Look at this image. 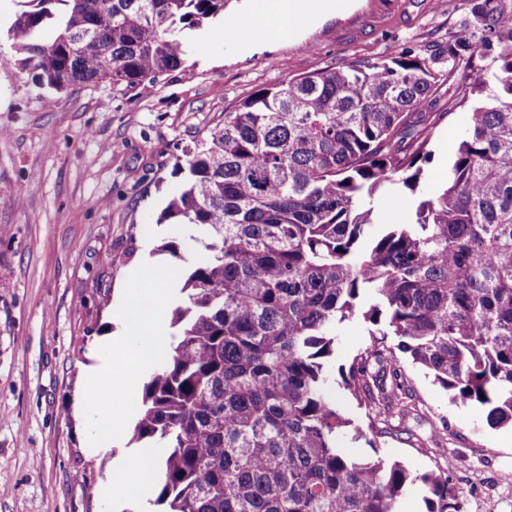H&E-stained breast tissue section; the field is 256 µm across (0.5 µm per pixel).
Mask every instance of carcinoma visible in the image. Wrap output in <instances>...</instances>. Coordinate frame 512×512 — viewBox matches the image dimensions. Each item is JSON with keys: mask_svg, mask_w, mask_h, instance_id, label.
<instances>
[{"mask_svg": "<svg viewBox=\"0 0 512 512\" xmlns=\"http://www.w3.org/2000/svg\"><path fill=\"white\" fill-rule=\"evenodd\" d=\"M229 0H27L9 29L17 63L62 90L130 87L187 71L192 34ZM448 43L292 77L224 113L186 160L160 220L193 224L202 260L183 270L168 341L135 394L130 443L148 462L152 512H465L448 471L338 445L351 426L326 390L336 327L369 340L343 388L373 438L409 414L400 355L452 400L512 426V0H469ZM54 34L42 37L46 25ZM471 122L444 185L420 191L440 79ZM411 196V216L375 211Z\"/></svg>", "mask_w": 512, "mask_h": 512, "instance_id": "1", "label": "carcinoma"}]
</instances>
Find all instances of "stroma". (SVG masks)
<instances>
[{
  "mask_svg": "<svg viewBox=\"0 0 512 512\" xmlns=\"http://www.w3.org/2000/svg\"><path fill=\"white\" fill-rule=\"evenodd\" d=\"M23 0H0V512H145L147 459L128 447L90 450L87 378L107 361L134 282L148 260L180 267L160 250L198 252V230L160 222L185 176L176 164L225 112L255 90L354 60L445 43L468 0H355L328 8L296 35L268 41L230 0L190 43L192 74L174 71L130 88L105 80L62 90L21 68L8 31ZM454 76L440 85L442 112L422 189L446 179L471 112L449 106ZM415 412L401 432L369 442L352 431L341 446L400 462L412 473L446 468L466 512H512V428L491 427L480 408L453 404L408 359L397 364Z\"/></svg>",
  "mask_w": 512,
  "mask_h": 512,
  "instance_id": "1",
  "label": "stroma"
}]
</instances>
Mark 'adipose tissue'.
I'll return each instance as SVG.
<instances>
[{
  "mask_svg": "<svg viewBox=\"0 0 512 512\" xmlns=\"http://www.w3.org/2000/svg\"><path fill=\"white\" fill-rule=\"evenodd\" d=\"M251 10L258 20L259 34L265 39L285 38L293 34L297 17L308 22L323 18L326 8L323 0H253ZM131 279L138 284L133 303L124 316V332L110 346V360L89 381V392H96L101 383H108L118 407L104 410L89 404L88 411L95 423L93 447L110 440L112 432L126 427L121 408L139 374L153 361L164 337L163 309L174 284L172 275L157 266L145 264L133 269Z\"/></svg>",
  "mask_w": 512,
  "mask_h": 512,
  "instance_id": "adipose-tissue-1",
  "label": "adipose tissue"
}]
</instances>
